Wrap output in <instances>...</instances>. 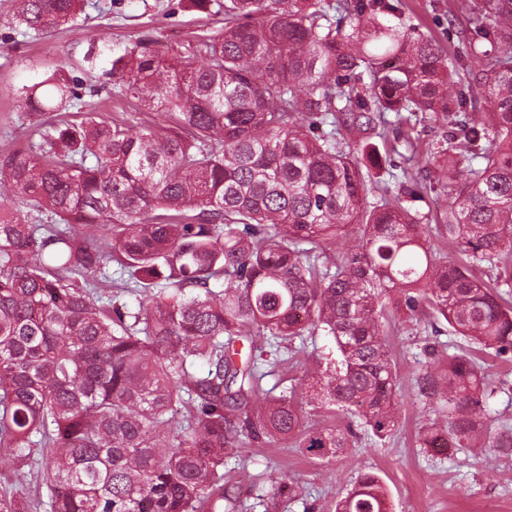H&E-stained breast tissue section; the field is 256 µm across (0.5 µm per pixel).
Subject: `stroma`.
<instances>
[{"label":"stroma","mask_w":512,"mask_h":512,"mask_svg":"<svg viewBox=\"0 0 512 512\" xmlns=\"http://www.w3.org/2000/svg\"><path fill=\"white\" fill-rule=\"evenodd\" d=\"M407 24L434 39L446 54L462 48L467 26L462 0H401ZM15 0H0V153L38 145L40 136L27 115L18 110L22 88L65 70L79 87L84 111L109 120L117 118L132 129L161 122L159 113L129 96L112 61L139 40L158 49L182 51L200 62L199 47L224 28V15L188 8L185 0H85L75 26L45 36L17 26ZM441 122L416 126L412 132L387 128L384 144L398 170L416 171L427 143L440 138ZM400 378L399 426L385 440L362 435L331 463H322L285 445L241 449L225 458L224 474L237 486L243 512H335L337 500L358 475L372 470L392 496L394 512H512V454L497 448L452 453L424 448L420 437L436 417L431 405L412 387L416 374L443 366L449 353L462 346L461 337L434 335L427 318L406 315L392 319L386 337ZM331 337L316 334L293 358L265 365L263 391L294 388L306 403L311 426L345 429L349 421L309 405L310 374L335 360ZM482 368L495 389L488 401L490 415L512 425V358L484 357Z\"/></svg>","instance_id":"obj_1"}]
</instances>
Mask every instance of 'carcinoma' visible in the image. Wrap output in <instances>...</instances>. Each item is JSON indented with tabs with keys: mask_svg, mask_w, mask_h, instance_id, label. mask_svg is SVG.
<instances>
[{
	"mask_svg": "<svg viewBox=\"0 0 512 512\" xmlns=\"http://www.w3.org/2000/svg\"><path fill=\"white\" fill-rule=\"evenodd\" d=\"M190 4L224 11L203 64L148 40L112 61L128 94L169 124L65 119L78 96L57 71L19 95L45 127L39 149L0 155V188L57 220L0 211V456L27 462L42 448L34 494L50 490L51 512H236L224 482L234 449L290 441L331 462L350 432L305 426L292 393L252 408L258 361L317 331L338 359L313 377V400L380 440L398 425L385 341L395 312L425 311L436 333L443 320L512 352L499 292L512 288V0H467L453 57L386 24L398 15L390 0ZM81 5L17 0L15 18L49 33ZM431 121L448 131L428 144L424 173L391 172L397 191L385 180L368 201L378 126ZM434 184L448 189L456 261L428 246L411 206ZM350 224L357 248L329 254ZM114 254L151 289L136 313L90 280ZM412 386L447 413L423 445L478 447L492 389L470 350ZM390 499L365 471L336 512H391Z\"/></svg>",
	"mask_w": 512,
	"mask_h": 512,
	"instance_id": "1",
	"label": "carcinoma"
}]
</instances>
